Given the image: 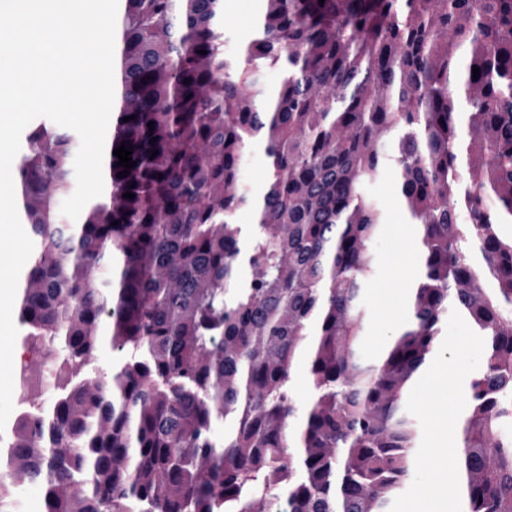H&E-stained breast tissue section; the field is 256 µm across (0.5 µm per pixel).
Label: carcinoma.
<instances>
[{"label": "carcinoma", "instance_id": "carcinoma-1", "mask_svg": "<svg viewBox=\"0 0 512 512\" xmlns=\"http://www.w3.org/2000/svg\"><path fill=\"white\" fill-rule=\"evenodd\" d=\"M120 2L110 150L136 166L109 155L104 199L67 224L71 134L37 125L16 163L34 250L15 310L44 350L25 370L59 381L0 433V512L18 475L40 512H390L450 305L484 356L454 454L467 512H512V0H262L239 50L224 0ZM387 169L421 273L365 364L385 221L367 186ZM106 342L112 369L88 372ZM266 169L263 154L255 150L247 159L244 167V181L248 188L256 191L265 181Z\"/></svg>", "mask_w": 512, "mask_h": 512}]
</instances>
